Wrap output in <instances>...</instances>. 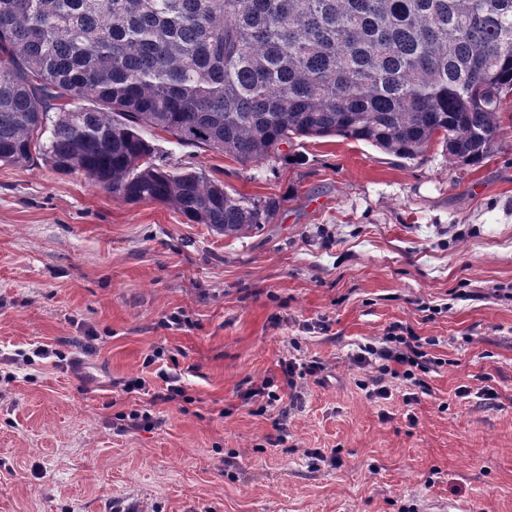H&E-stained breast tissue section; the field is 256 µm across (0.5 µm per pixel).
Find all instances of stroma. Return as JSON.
Returning <instances> with one entry per match:
<instances>
[{"mask_svg": "<svg viewBox=\"0 0 512 512\" xmlns=\"http://www.w3.org/2000/svg\"><path fill=\"white\" fill-rule=\"evenodd\" d=\"M500 120L475 166L341 137L244 165L145 129L157 164L279 199L242 237L1 163L0 512H512V97ZM394 325L426 340L429 391L392 378L372 399L353 356ZM284 358L326 381H299L275 448L277 408L243 394ZM158 367L181 370L184 403L126 429L147 399L115 380Z\"/></svg>", "mask_w": 512, "mask_h": 512, "instance_id": "1", "label": "stroma"}]
</instances>
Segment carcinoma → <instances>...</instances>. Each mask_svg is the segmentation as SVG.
<instances>
[{"mask_svg":"<svg viewBox=\"0 0 512 512\" xmlns=\"http://www.w3.org/2000/svg\"><path fill=\"white\" fill-rule=\"evenodd\" d=\"M511 92L512 0H0V163L39 156L224 236L280 201L162 168L142 129L246 165L339 136L475 166Z\"/></svg>","mask_w":512,"mask_h":512,"instance_id":"obj_1","label":"carcinoma"}]
</instances>
